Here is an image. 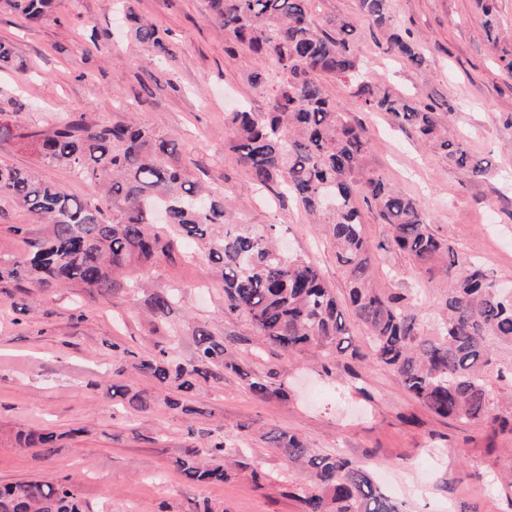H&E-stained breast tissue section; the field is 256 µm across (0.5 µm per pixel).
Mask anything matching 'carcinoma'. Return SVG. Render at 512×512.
Instances as JSON below:
<instances>
[{
	"mask_svg": "<svg viewBox=\"0 0 512 512\" xmlns=\"http://www.w3.org/2000/svg\"><path fill=\"white\" fill-rule=\"evenodd\" d=\"M308 0H209L211 15L229 35L226 52L246 48L254 60L274 61L282 74L278 89L263 112L242 106L227 112L230 130L225 147L252 174L255 184L277 182L293 195L314 222L324 227L336 246V262L346 275L344 300L326 287L320 271L307 261L284 254L275 225L263 232L235 224L233 207L217 184L189 182L172 163L176 144L134 124L90 126L71 119L30 138L42 164L63 166L89 185L78 198L63 184L49 182L30 170L0 165V196H6L49 225V234L20 256L0 255V280L53 288L77 281L99 291L116 288L115 272L132 262L152 265L183 249L185 243L207 241L208 259L224 284V305L244 314L261 341L290 356L325 355L334 350L361 357L346 327V316L363 324L369 334L372 362L387 371L406 392L437 415L470 423H486L495 434H512V395L492 410L486 376L500 353L512 351V297L498 294L495 279L483 266L467 259L435 233L423 205L394 188L382 176L365 170L362 160L370 139L325 95L321 78L333 76L357 88L361 106L389 114L397 125L414 129L420 139L448 164L484 176L489 165L472 156L453 136L444 115L451 105L422 103L386 85L365 81L357 53V29L347 19L319 30ZM53 0H5L14 13L33 25L47 21ZM488 40L500 49L499 61L512 78V43L494 11V0H476ZM359 14L372 30L382 33L387 50L420 66L424 57L417 39L395 27L389 0H357ZM135 38L151 46L158 60L174 59L158 27L134 20ZM0 70L21 72L23 61L10 44L0 41ZM374 204L389 225V248L406 255L426 273L446 281L439 333L425 336L404 297L372 287L376 260L363 228L357 201ZM177 288L149 294L148 308L164 323L179 302ZM195 352L186 365H172L168 350L180 337L166 336V348L140 357L114 342L116 374L133 369L159 383L189 393L202 384L238 375L260 399L282 393L277 373L245 372L223 342L203 330L193 331ZM137 410L153 397L129 386L115 388ZM307 477L292 485L289 495L300 512H401V506L374 482L366 465L340 453H315L298 435L266 434ZM21 448L54 452L53 432L21 433ZM189 479L225 483L250 470L255 484L268 474L236 449L214 439L174 461ZM0 512H90L79 486L69 478L27 480L0 487Z\"/></svg>",
	"mask_w": 512,
	"mask_h": 512,
	"instance_id": "obj_1",
	"label": "carcinoma"
}]
</instances>
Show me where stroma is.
<instances>
[{"label":"stroma","mask_w":512,"mask_h":512,"mask_svg":"<svg viewBox=\"0 0 512 512\" xmlns=\"http://www.w3.org/2000/svg\"><path fill=\"white\" fill-rule=\"evenodd\" d=\"M119 0H54L52 17L28 27L0 6V39L12 44L27 72H0V119L19 122L24 137L0 140V164L38 171L82 196L86 183L65 167L40 163L28 131L67 117L91 126L137 121L176 140V162L186 179L220 184L235 220L254 231L277 225L290 253L322 273L336 296L346 276L336 249L310 224L294 199L254 190L251 175L226 148L224 114L234 103L265 109L279 85L272 64L256 65L246 51L226 52L228 36L212 18L208 0H120L128 13L164 32L176 60L160 70L153 51L137 43L115 15ZM396 24L423 44L425 62L392 57L385 40L359 18L356 0H309L319 28L352 19L368 78L425 103L448 102L450 129L477 158L486 176L448 165L383 112L361 108L354 87L333 77L322 84L341 112L362 122L370 145L366 170L419 199L433 229L496 281L512 284V79L501 75L475 0H389ZM263 69L266 82L254 86ZM364 233L380 251L372 283L405 296L416 320L435 333L445 284L405 255L384 250L387 225L362 208ZM25 234H16V225ZM49 231L31 213L0 196V254H22ZM147 279L150 290L172 286L183 297L171 322L201 329L229 345L251 374L278 372L284 394L260 400L235 374L176 394L153 377L115 375L112 341L146 355L163 342L145 294H103L78 282L23 292L0 283V483L71 477L92 512H298L284 494L297 481L291 463L265 440L267 432L300 435L316 452L341 451L367 465L375 482L405 512H512L497 482L512 468V439L490 437L486 426L443 418L413 399L390 374L373 366L364 326L348 328L362 357H288L261 344L249 321L224 307L201 245L149 267L128 266L121 281ZM149 391L155 403L138 412L113 396L114 384ZM180 397V408L169 398ZM48 428L59 437L53 454L18 447V432ZM221 430L270 479L256 486L247 475L227 483L191 481L173 461L185 449L205 447Z\"/></svg>","instance_id":"1"}]
</instances>
